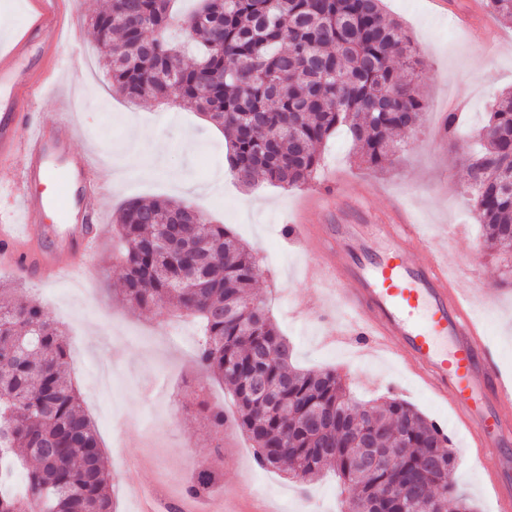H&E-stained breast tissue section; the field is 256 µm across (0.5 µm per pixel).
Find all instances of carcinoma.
<instances>
[{"label": "carcinoma", "instance_id": "obj_1", "mask_svg": "<svg viewBox=\"0 0 512 512\" xmlns=\"http://www.w3.org/2000/svg\"><path fill=\"white\" fill-rule=\"evenodd\" d=\"M173 0H111L91 23L112 89L135 102L173 94L205 113L229 138L237 182L262 176L283 188L313 178L320 148L346 128L359 161L392 164L396 131L414 127L429 104L418 89L421 49L387 18L381 0H200L181 19L199 42L197 61L155 35L174 21ZM512 22V0H486ZM467 189L486 247L512 279V90L489 112ZM124 300L203 323L196 363L232 392L237 421L263 468L288 464L303 484L331 468L347 487V512L404 486L401 508L476 512L448 471L450 439L403 400L360 405L333 369H300L263 301L248 294L256 256L189 201L130 200L115 219ZM0 478L21 468L22 489L0 492V512H114L112 478L95 426L69 377L66 333L36 300L0 304ZM214 464L189 490L205 494Z\"/></svg>", "mask_w": 512, "mask_h": 512}]
</instances>
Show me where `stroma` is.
Listing matches in <instances>:
<instances>
[{"label": "stroma", "instance_id": "obj_1", "mask_svg": "<svg viewBox=\"0 0 512 512\" xmlns=\"http://www.w3.org/2000/svg\"><path fill=\"white\" fill-rule=\"evenodd\" d=\"M486 0H382L384 13L399 21L425 54L427 70L419 89L429 103L423 119L398 133L402 150L392 167L358 165L344 131L322 150L314 180L294 189L266 181L240 187L228 177L224 131L209 126L199 112L155 101L128 103L116 95L89 33L90 18L106 0H79L67 38L56 50L59 77L54 90L39 96V121L54 122L57 97L69 101L76 126L73 148L92 156L102 175L103 221L98 248L59 282L38 286L0 267V283L13 287L16 299L40 301L68 332L70 376L95 421L113 480L116 512H129L138 490L129 487L126 461L145 460L143 487L178 492L214 447H231L217 466L220 475L209 495L255 499L240 481L252 468L265 497L297 512L310 503L313 512H339V489L332 471L309 485L289 481L279 469H253V449L238 427L228 389L203 376L195 362L196 325L173 315L171 307L141 310L120 295L124 270L112 255V215L131 199L194 201L214 223L226 225L255 252L260 274L253 294L270 305L282 335L293 346L294 366L336 369L352 397L361 402L389 397L405 400L429 420H449L448 404L405 374L397 359L355 357L345 346L323 344L335 324V309L318 305L317 287L302 269L308 256L282 235L287 224H390L408 210L431 236L461 226L464 240L448 251V265L465 271L466 287L484 292L481 314L494 359L512 376V285L502 283L500 260L490 256L471 197L465 191L466 168L474 154V136L487 112L512 89V24L490 19L466 25L467 9L484 11ZM461 112L466 133L451 141L443 116ZM220 405L227 423L211 428L205 408ZM455 480L478 512H496L473 462L474 450L453 436Z\"/></svg>", "mask_w": 512, "mask_h": 512}]
</instances>
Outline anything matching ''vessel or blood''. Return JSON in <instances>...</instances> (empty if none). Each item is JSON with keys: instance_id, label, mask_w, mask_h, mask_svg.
<instances>
[{"instance_id": "1", "label": "vessel or blood", "mask_w": 512, "mask_h": 512, "mask_svg": "<svg viewBox=\"0 0 512 512\" xmlns=\"http://www.w3.org/2000/svg\"><path fill=\"white\" fill-rule=\"evenodd\" d=\"M26 8L25 26L0 48V168L13 157L24 159L11 182L0 181V266L51 284L96 250L91 227L103 212L95 162L68 153L76 135L72 122L63 116L48 126L27 110L54 71L47 67L32 76L24 60L33 44L60 43L63 0H26ZM50 206L63 226L52 251L38 244ZM285 235L324 243L304 274L320 285L322 302L341 311L328 341L362 355H395L430 392L448 397L499 512H512V377L490 356L472 289L461 287L420 225L340 224L334 236L320 237L311 225L289 224ZM413 250L421 260H410ZM197 504L186 491L173 499L155 491L137 499L136 512H198Z\"/></svg>"}]
</instances>
